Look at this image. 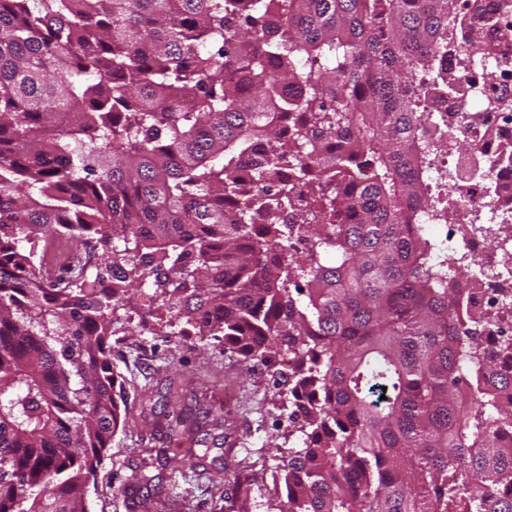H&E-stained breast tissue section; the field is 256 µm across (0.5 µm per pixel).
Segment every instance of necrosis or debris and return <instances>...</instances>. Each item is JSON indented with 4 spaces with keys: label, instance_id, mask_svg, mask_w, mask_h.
Segmentation results:
<instances>
[{
    "label": "necrosis or debris",
    "instance_id": "necrosis-or-debris-1",
    "mask_svg": "<svg viewBox=\"0 0 512 512\" xmlns=\"http://www.w3.org/2000/svg\"><path fill=\"white\" fill-rule=\"evenodd\" d=\"M463 68L461 86L448 101L471 112L464 131L449 128V137L464 135L474 146L468 154L449 151L444 159L449 183L465 180L470 191L463 216L440 220L423 213L419 222L438 249L447 252L449 269L463 268L481 280L467 288L462 315L480 323V333L497 339L512 337V157L501 154L500 141L512 133V109L490 110L488 98L512 95V49H494L465 60L452 59Z\"/></svg>",
    "mask_w": 512,
    "mask_h": 512
}]
</instances>
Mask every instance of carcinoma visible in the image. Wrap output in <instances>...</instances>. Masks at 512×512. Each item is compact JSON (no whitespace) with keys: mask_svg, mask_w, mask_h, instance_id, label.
<instances>
[{"mask_svg":"<svg viewBox=\"0 0 512 512\" xmlns=\"http://www.w3.org/2000/svg\"><path fill=\"white\" fill-rule=\"evenodd\" d=\"M460 11L0 0V512H88L120 426L117 311L147 283L166 326L302 365V447L268 449L280 512H512V345L459 321L468 274L414 223L448 211L443 64L487 50L448 39ZM206 444L177 415L162 455ZM257 464L236 465L240 512Z\"/></svg>","mask_w":512,"mask_h":512,"instance_id":"1","label":"carcinoma"}]
</instances>
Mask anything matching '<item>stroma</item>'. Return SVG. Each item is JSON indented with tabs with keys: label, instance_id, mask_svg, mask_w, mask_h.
Instances as JSON below:
<instances>
[{
	"label": "stroma",
	"instance_id": "35a3bbf8",
	"mask_svg": "<svg viewBox=\"0 0 512 512\" xmlns=\"http://www.w3.org/2000/svg\"><path fill=\"white\" fill-rule=\"evenodd\" d=\"M175 329L167 336L158 327L127 328L112 338L126 425L113 436L88 488L89 512H138L137 496L128 486L140 469L157 477L162 495L176 500L181 512H234L224 469L253 450L283 445L295 427L278 398L293 369L288 355L246 368L223 343L199 340L185 320H177ZM198 402L225 418L223 427L212 431L226 441L211 449V463L190 467L153 459L142 464L147 451L164 447L170 415Z\"/></svg>",
	"mask_w": 512,
	"mask_h": 512
}]
</instances>
